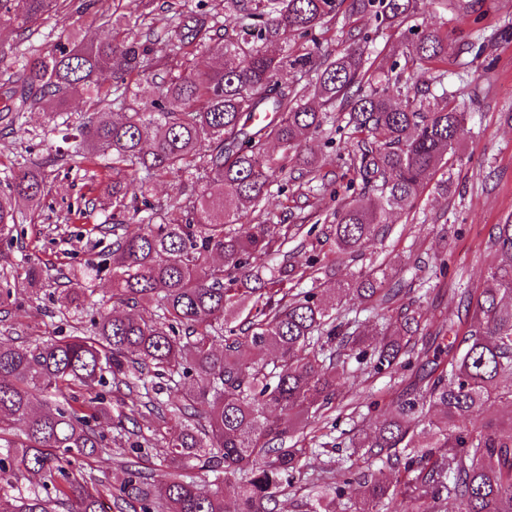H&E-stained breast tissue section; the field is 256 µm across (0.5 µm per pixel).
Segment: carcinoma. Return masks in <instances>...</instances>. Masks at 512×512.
I'll return each mask as SVG.
<instances>
[{"label":"carcinoma","mask_w":512,"mask_h":512,"mask_svg":"<svg viewBox=\"0 0 512 512\" xmlns=\"http://www.w3.org/2000/svg\"><path fill=\"white\" fill-rule=\"evenodd\" d=\"M236 17L219 24V6ZM88 0H0V25L26 33L47 14L82 15ZM418 0H217L209 10H188L167 29L168 50L153 53L151 39L122 35L120 4L101 13L113 35L97 43L60 42L54 51H30L24 78L0 107V122L51 111L70 96H85L89 110L75 127L76 149L108 160L112 170V222L91 231L112 236L104 262L71 272L60 309H84L92 282L112 271V302L141 308L134 317L98 311L76 335L48 336L33 350L0 342V512H116L132 501L140 512H279L280 498L302 480L313 449L299 444L314 423H324L338 389L365 375L383 378L419 359L423 370L410 392L388 403L370 431L350 439L366 467L332 481L321 471L307 483L305 512H336L351 486L362 505L351 512H512V418L489 412L512 404V214L494 225V256L481 288H456L464 311L460 325L425 318L403 289L387 286L380 267L360 269L335 296L317 289L281 287L288 275L315 281L323 260L272 268L261 276L253 259L275 252L288 226L261 219L257 208L276 170L267 155L277 144L280 172L299 171L308 191L324 179L307 139L348 135L345 164L361 180V199L339 205L330 224L336 254L359 256L381 234L386 215L412 209L431 170L457 155L467 113L448 91L445 74L435 87L405 93L399 62L364 80L363 28L349 31L347 48H303L272 54L267 45L291 36L319 43L341 16L364 18L376 29L412 18ZM207 48L211 63L188 69L189 55ZM405 62L435 68L448 42L434 31L407 28ZM299 70L315 84H289L283 72ZM112 73L104 88L98 74ZM149 72L150 104H138L127 79ZM256 112L270 113L263 124ZM188 176L202 191L162 205L152 199L159 179ZM47 191L42 169H19L0 189V235L19 223L20 203L35 210ZM144 214L138 231L130 217ZM236 224H248L239 231ZM445 254L418 261L425 284L447 267ZM385 307L389 317L371 342L347 301ZM245 315L241 324L229 323ZM222 341V347L215 346ZM267 356L257 361L244 353ZM355 360L359 375L348 371ZM132 405L165 412L172 471L160 485L129 462L117 487L97 480L85 462L112 451L99 430L111 409L98 387L138 389ZM280 411L269 417L265 409ZM213 477L204 491L192 477ZM396 475L390 481L388 474ZM241 475L234 507L221 478ZM30 486L21 487V480Z\"/></svg>","instance_id":"cac0c4a2"}]
</instances>
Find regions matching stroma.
<instances>
[{"label":"stroma","instance_id":"35a3bbf8","mask_svg":"<svg viewBox=\"0 0 512 512\" xmlns=\"http://www.w3.org/2000/svg\"><path fill=\"white\" fill-rule=\"evenodd\" d=\"M198 0H123L121 12L128 32L145 35L154 31L155 51L165 49L163 35L181 11ZM152 21H144L145 12ZM421 28L438 31L448 41V57L441 69L447 76L449 90L466 102L467 120L460 135L459 155L451 168H439L425 181V187L412 210H396L387 217L385 232L366 242L359 258L335 257V246L326 225L317 223L316 212L332 210L338 195L352 173L343 167L334 152L311 140L309 148L321 159L325 185L314 197L302 199L296 182L278 176L279 186L271 190L263 203L265 211L279 224H301L305 230L288 240L276 255L258 258L259 270L287 264L289 254L316 252L327 257L328 264L318 281L303 280V288H335L337 281L370 265L385 267L390 283L408 289L418 298L424 311L436 319L456 322L457 310L449 300V291L458 284L482 287L493 257L487 240L494 224L512 213V0H420L413 19ZM94 11H87L76 21L47 15L35 26L30 39L19 37L12 27H0V59L10 72L22 74L24 59L30 49L44 52L57 42L77 38L82 41L109 37ZM466 41L481 43L485 51L473 56L458 54ZM85 112L83 99L68 101L58 122H47L42 111L24 113L21 131L0 125V185L26 160L41 163L48 176L49 193L36 211H25L24 221L12 236L0 238V269L12 270L26 261L40 262L48 274L43 277L39 293H32L24 283L16 285V302L8 320L0 322V341L27 349L45 336L73 334L89 313L80 317H63L57 297L65 276L87 261L97 259L107 246L102 235L91 233L92 225L106 220L112 198L106 192L107 177L92 178V164L73 152L66 142L67 126L77 125ZM452 179L451 191L440 188ZM97 195L100 211L82 216L89 195ZM448 256V275L430 290L416 287L412 267L417 260L433 253ZM414 378L413 371L402 370L393 377L359 383L355 394L341 393V402L357 397L366 403L361 419L364 428H372L381 416L371 408L373 400L405 389ZM111 413L102 417L100 431L123 449L126 457L148 471L156 482L168 473L163 436L167 421L159 415L141 413L123 418L122 406L136 401V394L120 389L109 393ZM151 438V447L134 448L138 436Z\"/></svg>","mask_w":512,"mask_h":512}]
</instances>
